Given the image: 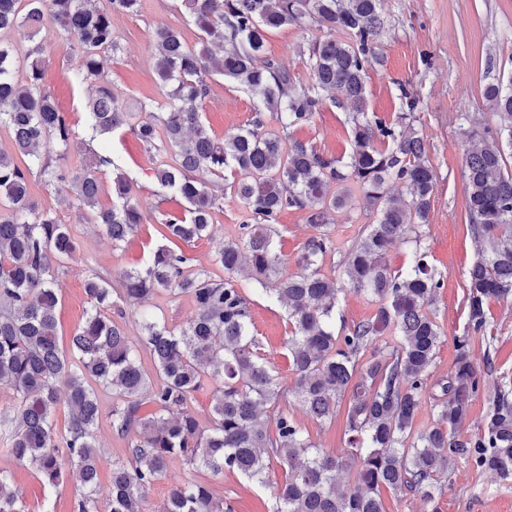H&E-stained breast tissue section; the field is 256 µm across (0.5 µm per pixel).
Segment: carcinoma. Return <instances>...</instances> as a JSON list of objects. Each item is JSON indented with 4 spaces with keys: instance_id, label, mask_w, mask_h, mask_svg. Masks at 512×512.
I'll list each match as a JSON object with an SVG mask.
<instances>
[{
    "instance_id": "cac0c4a2",
    "label": "carcinoma",
    "mask_w": 512,
    "mask_h": 512,
    "mask_svg": "<svg viewBox=\"0 0 512 512\" xmlns=\"http://www.w3.org/2000/svg\"><path fill=\"white\" fill-rule=\"evenodd\" d=\"M142 0H0V130L15 153L0 151V387L16 393L13 415L0 419L5 449L17 464L33 468L56 487L69 477L80 483L72 512H144V489L180 459L214 477L240 473L266 484L271 464L287 468L271 512H386L382 490L418 495L427 512H439L443 478L457 460L512 482V385L489 394V406L473 434H462L470 402L493 364L474 360V336L489 326V304L512 296V75L488 84L484 96L500 123L468 133L465 200L478 259L466 274L463 294L467 330L455 337L456 358L448 380L431 396L435 423L416 428L442 331L429 306L444 286L422 245L436 174L423 137L369 111L365 77L382 64L377 42L383 32L381 0H183L200 32L190 48L169 27L155 31L154 69L161 101L135 113L120 105L104 75L118 50L112 14L136 15ZM72 44L69 78L96 81L84 112L92 129L110 133L127 125L145 146L157 183L184 206L163 214L159 245L142 265L120 275L131 305L162 291L187 294L195 310L181 327L141 316L142 346L131 343L109 314L108 282L94 274L84 283L90 306L85 320L60 347L53 264L74 256L68 225L31 197L29 176L38 172L59 193H73L93 212V223L118 247L144 223L128 177L113 166L106 146L92 150L96 162L79 172L61 163L56 147L67 145L73 125L43 83L47 47L37 40L46 25ZM312 24L345 38H318L308 46L312 84L301 86L266 55L270 32ZM25 28V50L4 35ZM255 92L248 125L216 137L202 119L210 70ZM336 91L349 110L352 151L347 159L318 151L291 131L322 111L324 93ZM277 120L280 130L270 126ZM162 153L171 161H158ZM111 166L112 205L98 207V169ZM224 178V190L244 204L238 241L215 253L226 279L193 271L180 244L210 236L224 197L194 173ZM354 182L375 223L342 261V279L325 274L336 253L330 224L349 203L342 185ZM288 211L304 215L316 233L295 257L297 272H282L288 259L277 250L274 225ZM412 247L405 270H392L387 253ZM253 282L288 306L285 342L294 385L280 386L279 372L254 336L249 298L234 281ZM376 303L372 316L336 332L343 285ZM151 358L154 375L142 366ZM220 378L212 396L209 426L190 401L204 381ZM112 390V431L127 440L124 459L112 462V498L100 510L96 387ZM293 396L319 422L345 407L351 453L341 459L314 446L288 412L260 411ZM155 406L141 414L143 398ZM70 409L64 431L55 411ZM355 469L344 488L336 472ZM0 512H26L13 474L0 470ZM161 512H224L210 486L198 480L175 485Z\"/></svg>"
}]
</instances>
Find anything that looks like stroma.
I'll return each instance as SVG.
<instances>
[{
  "instance_id": "1",
  "label": "stroma",
  "mask_w": 512,
  "mask_h": 512,
  "mask_svg": "<svg viewBox=\"0 0 512 512\" xmlns=\"http://www.w3.org/2000/svg\"><path fill=\"white\" fill-rule=\"evenodd\" d=\"M381 8L387 18V29L379 43L384 62L369 68L366 75L370 109L386 120L397 119L403 110L398 86L410 83L420 98L413 126L426 141L437 174L429 219L421 228L423 243L444 282L430 307L443 332L429 373L430 382L436 383L447 380L454 369V339L463 334L466 324L462 284L468 268L477 259L474 241L467 231L464 132L471 123L497 121L484 98V89L493 77L512 72V0H382ZM161 25L180 30L188 46L196 45L199 31L181 0H144L138 15L112 17L120 49L110 62L108 79L113 92L129 108L161 97L153 71L154 32ZM320 35V30L311 25L283 27L270 34L267 53L287 68L297 82L309 85L312 74L306 47ZM40 38L48 48L44 84L54 92L60 108L75 126V134L62 153L66 164L79 170L90 159L91 132L81 105L89 90L68 80L70 44L50 28L44 29ZM208 85L210 93L203 110L206 125L220 137L244 128L252 116L253 96L219 74L210 75ZM294 135L337 157L351 151L349 114L330 101L310 125L295 130ZM111 141L112 157L131 180L146 218L145 224L121 247H113L97 225L91 224L89 210L80 206L73 194H57L36 175L30 181L32 195L68 225L78 245L75 259L65 261L55 275L60 299L59 343L63 346L68 345L88 307L83 288L87 276L95 273L105 278L111 285L116 308L123 309L120 272L140 264L159 245L156 228L161 215L179 206L178 201L161 195L147 153L130 129L114 132ZM348 191L351 201L336 211L331 226L337 250L323 267L329 275L340 270L346 252L359 242L367 224L374 221L373 214L364 207L357 185L349 184ZM243 216L242 203L236 197L225 196L224 209L214 219L212 239L196 241L186 249L192 268L223 280V269L213 262L216 246L237 239ZM245 292L250 298L256 336L279 369L284 385H292L293 373L283 349L289 333L284 307L270 302L254 286H246ZM489 317L487 335L492 339L495 369L486 377V390L472 400L465 425L470 433L476 431L487 410L488 387L512 381V298L491 302ZM98 397V497L104 503L112 491V461L124 457L127 444L112 431L110 413L115 399L111 391L99 390ZM282 407L308 431L317 447L345 455L348 442L344 416L321 424L294 400H283ZM1 469L13 472L28 512H39L46 501L55 512H70L76 493L73 485L44 487L32 468L20 466L0 453ZM189 478L209 483L215 497L229 505L232 512H267L270 488L254 485L237 473L214 478L178 460L170 463L166 473L146 488V512H158L170 489ZM439 508L440 512H512V484L476 472L459 460L448 474Z\"/></svg>"
}]
</instances>
